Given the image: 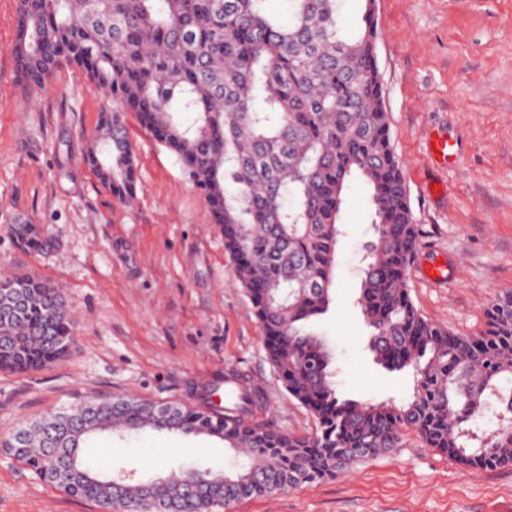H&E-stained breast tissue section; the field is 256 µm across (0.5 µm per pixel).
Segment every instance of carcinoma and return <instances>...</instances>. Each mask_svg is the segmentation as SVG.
<instances>
[{
	"mask_svg": "<svg viewBox=\"0 0 512 512\" xmlns=\"http://www.w3.org/2000/svg\"><path fill=\"white\" fill-rule=\"evenodd\" d=\"M267 2L20 0L11 51L23 80L42 88L67 63L108 91L117 107L101 114L87 163L120 200L133 198L136 183L126 113L177 155L224 227L267 359L316 423L314 435L295 436L258 422L259 396L245 390L203 428L243 458L236 470L113 486L84 462L92 436L115 422L190 435L199 407L176 405L161 427L138 398L115 409L110 399L91 400L21 428L20 464L98 512L116 503L129 512H212L337 477L401 447L407 430L466 467L512 466V387L497 385L512 379V294L486 307L474 336L428 320L409 294L418 229L384 109L372 3L361 0L360 21L348 29L340 0H290L286 22ZM182 112L197 113L196 123L184 125ZM353 174L370 188L375 234L359 304L375 362L414 371L403 403L339 397L332 352L302 329L330 303L342 192ZM14 234L23 248L44 245L25 222ZM20 294L22 306L0 328L21 348L1 357L0 369L37 371L66 355L59 341L72 343L74 320L60 289L28 275L0 280V315ZM489 404L502 424L483 440L467 423ZM72 453L85 476L68 481L60 466Z\"/></svg>",
	"mask_w": 512,
	"mask_h": 512,
	"instance_id": "cac0c4a2",
	"label": "carcinoma"
}]
</instances>
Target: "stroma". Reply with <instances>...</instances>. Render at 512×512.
Returning a JSON list of instances; mask_svg holds the SVG:
<instances>
[{
  "instance_id": "35a3bbf8",
  "label": "stroma",
  "mask_w": 512,
  "mask_h": 512,
  "mask_svg": "<svg viewBox=\"0 0 512 512\" xmlns=\"http://www.w3.org/2000/svg\"><path fill=\"white\" fill-rule=\"evenodd\" d=\"M18 6L0 0V277L26 273L59 288L74 345L44 370H0V443L91 398L194 405L213 373L261 390L259 420L313 434L311 414L267 359L224 235L178 157L129 120L136 192L114 198L85 161L111 98L70 65L46 88L23 86L10 50ZM376 15L385 107L420 230L408 287L428 319L474 335L485 305L512 292V0H377ZM438 135L456 140L453 163L434 158ZM20 219L51 246L20 248ZM341 222L333 300L311 328L334 351L343 397L405 399L412 376L374 362L358 304L374 238L361 179L348 184ZM432 263L443 265L444 282L426 277ZM89 455L137 479L235 463L219 438L152 430L101 435ZM0 512L95 508L39 481L0 446ZM214 512H512V467H465L410 432L401 448L341 476Z\"/></svg>"
}]
</instances>
